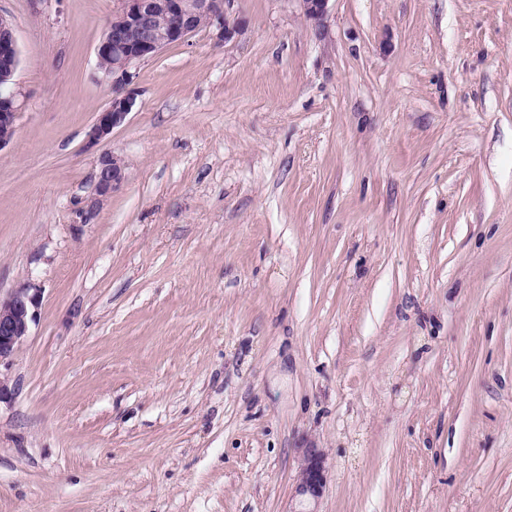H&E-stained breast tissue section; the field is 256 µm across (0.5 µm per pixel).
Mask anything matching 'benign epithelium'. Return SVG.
Here are the masks:
<instances>
[{
  "instance_id": "obj_1",
  "label": "benign epithelium",
  "mask_w": 512,
  "mask_h": 512,
  "mask_svg": "<svg viewBox=\"0 0 512 512\" xmlns=\"http://www.w3.org/2000/svg\"><path fill=\"white\" fill-rule=\"evenodd\" d=\"M98 41L97 69L112 87L108 105L97 113L86 135V146L94 148L124 126L136 106L130 85L140 62L154 57L167 46L178 44L199 29L200 24L215 29L223 42L236 32L226 18L230 0H120ZM308 20L320 21L329 0H297ZM19 67L16 26L0 12V148L8 145L17 132L19 93L15 77ZM125 180V165L113 154L99 158L93 192L86 214L98 211ZM43 289L28 281L6 295L0 294V366L9 365L18 347L29 335L42 302ZM326 484L325 454L310 444L302 449L295 488L296 495L317 502Z\"/></svg>"
}]
</instances>
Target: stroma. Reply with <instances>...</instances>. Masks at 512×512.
Listing matches in <instances>:
<instances>
[{"label": "stroma", "mask_w": 512, "mask_h": 512, "mask_svg": "<svg viewBox=\"0 0 512 512\" xmlns=\"http://www.w3.org/2000/svg\"><path fill=\"white\" fill-rule=\"evenodd\" d=\"M119 7L0 0V512H294L311 444L317 512H512V0H231L89 149ZM19 61L16 26L9 15L0 12V149L17 132L19 93L15 77ZM124 180L125 165L122 159L113 154L101 155L94 176L93 192L87 200V216L95 214ZM43 289L28 281L10 293H0V371L8 366L29 335L42 302ZM325 454L311 444L302 449L295 493L309 502L316 503L326 484Z\"/></svg>", "instance_id": "35a3bbf8"}]
</instances>
